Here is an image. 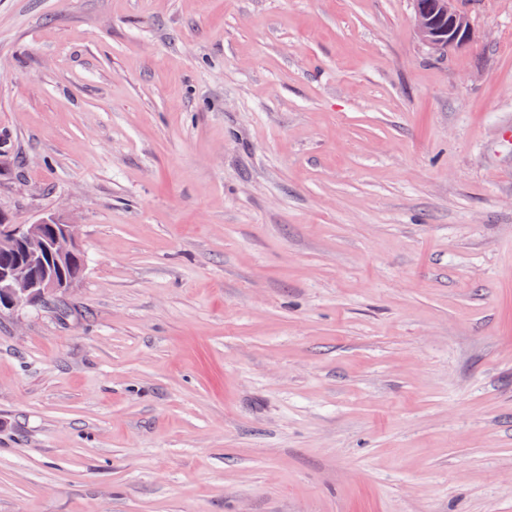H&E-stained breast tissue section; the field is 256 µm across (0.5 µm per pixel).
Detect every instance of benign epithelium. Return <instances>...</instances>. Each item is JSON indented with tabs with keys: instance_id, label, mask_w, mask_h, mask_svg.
Returning <instances> with one entry per match:
<instances>
[{
	"instance_id": "7a95c632",
	"label": "benign epithelium",
	"mask_w": 512,
	"mask_h": 512,
	"mask_svg": "<svg viewBox=\"0 0 512 512\" xmlns=\"http://www.w3.org/2000/svg\"><path fill=\"white\" fill-rule=\"evenodd\" d=\"M440 15L432 17L414 8V25L420 40L434 49L464 43L470 33L468 18L461 13L456 0H439ZM57 227L45 235L44 225ZM80 250L76 225L48 216L34 224H12L0 213V252H13L21 257L14 265L0 266V300L11 308L35 305L50 295L70 286L62 275L49 271V266L71 258Z\"/></svg>"
}]
</instances>
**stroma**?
Segmentation results:
<instances>
[{"label": "stroma", "mask_w": 512, "mask_h": 512, "mask_svg": "<svg viewBox=\"0 0 512 512\" xmlns=\"http://www.w3.org/2000/svg\"><path fill=\"white\" fill-rule=\"evenodd\" d=\"M0 0V512H512V0ZM439 1L440 16L432 17L423 12L414 4V25L420 40L427 46L434 49H441L449 45L464 43L470 33L468 18L461 13L456 0ZM448 16L447 22L442 19ZM57 222V227L44 225ZM8 223V224H7ZM77 224L63 222L48 216L35 224H12L0 213V252H13L21 257L0 253V300L11 308L35 305L50 295L70 286L62 275L49 271L48 264L59 266L60 261L71 258L80 250Z\"/></svg>", "instance_id": "35a3bbf8"}]
</instances>
